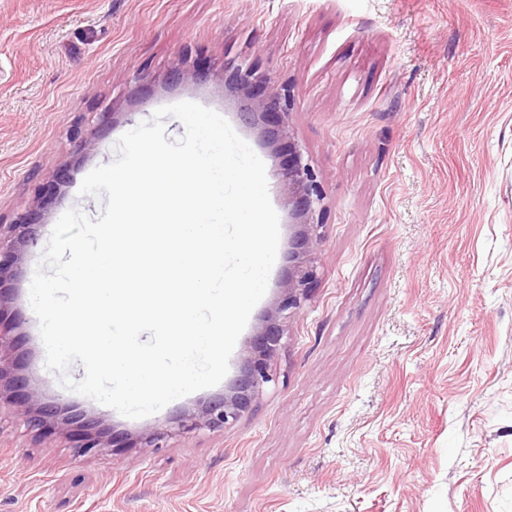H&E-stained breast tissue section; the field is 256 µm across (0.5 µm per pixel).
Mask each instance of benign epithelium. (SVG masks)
<instances>
[{"instance_id":"7a95c632","label":"benign epithelium","mask_w":512,"mask_h":512,"mask_svg":"<svg viewBox=\"0 0 512 512\" xmlns=\"http://www.w3.org/2000/svg\"><path fill=\"white\" fill-rule=\"evenodd\" d=\"M267 78L254 63L224 64V97L234 101L242 121L258 130L277 166L284 189V200L297 227L295 247L280 292L262 323L249 341L240 375L223 396L198 410L186 411L170 425L138 437L107 438L88 426L75 440L78 453L96 454L116 448H156L158 441L182 437L193 432L222 428L250 410L265 384L272 381L270 361L283 336L288 320L301 306L315 281L313 234L315 206L322 194L297 145L292 141L290 108L286 89L266 87ZM37 241L30 214L20 213L11 224H0V309L6 303L9 282L19 273L25 250ZM14 340L0 330V401L14 396L19 381ZM15 417L39 437L48 433L65 434L70 424L59 420L55 407L41 402L37 392L23 393L15 401Z\"/></svg>"}]
</instances>
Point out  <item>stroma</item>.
Wrapping results in <instances>:
<instances>
[{"label": "stroma", "instance_id": "35a3bbf8", "mask_svg": "<svg viewBox=\"0 0 512 512\" xmlns=\"http://www.w3.org/2000/svg\"><path fill=\"white\" fill-rule=\"evenodd\" d=\"M230 59L287 88L322 192L271 382L226 427L114 454L2 405L0 512H512V0H0V224L39 225L0 309L26 389L136 436L234 383L290 260L275 171L277 259L217 386L126 418L47 370L28 300L58 219L107 204L84 177L158 108L212 109L267 158Z\"/></svg>", "mask_w": 512, "mask_h": 512}]
</instances>
